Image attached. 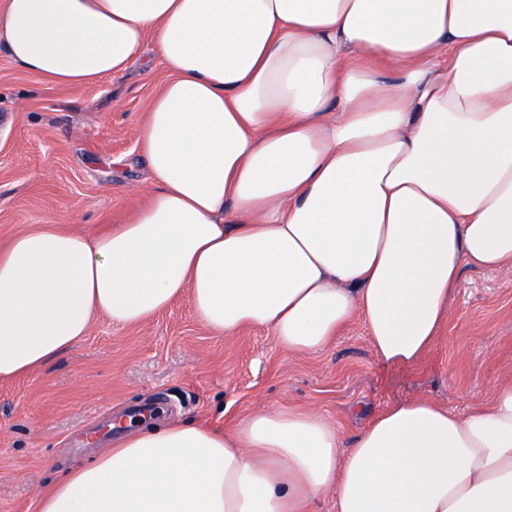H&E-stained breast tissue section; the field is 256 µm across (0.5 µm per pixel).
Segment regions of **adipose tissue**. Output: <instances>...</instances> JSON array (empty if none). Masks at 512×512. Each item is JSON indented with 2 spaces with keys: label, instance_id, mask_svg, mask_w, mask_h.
Here are the masks:
<instances>
[{
  "label": "adipose tissue",
  "instance_id": "obj_1",
  "mask_svg": "<svg viewBox=\"0 0 512 512\" xmlns=\"http://www.w3.org/2000/svg\"><path fill=\"white\" fill-rule=\"evenodd\" d=\"M148 46L168 78L138 133L146 201L92 237L50 224L0 248V380L96 315L141 325L182 298L212 334L262 327L291 353L359 320L377 359L412 364L464 269L512 265V0H0V48L61 85ZM324 496L335 512H512V380L463 415L390 405L349 443L268 405L224 429L129 430L38 512H308Z\"/></svg>",
  "mask_w": 512,
  "mask_h": 512
}]
</instances>
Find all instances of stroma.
Here are the masks:
<instances>
[{
	"mask_svg": "<svg viewBox=\"0 0 512 512\" xmlns=\"http://www.w3.org/2000/svg\"><path fill=\"white\" fill-rule=\"evenodd\" d=\"M167 73L145 51L90 86L35 77L0 51V246L61 224L92 236L145 201L137 131ZM512 376V268L466 269L432 347L415 363L377 360L360 322L316 354L263 329L216 336L188 299L151 321L88 336L48 365L0 381V512H38L56 474L107 450L112 422L233 424L263 403L313 408L352 440L385 407L427 395L462 413Z\"/></svg>",
	"mask_w": 512,
	"mask_h": 512,
	"instance_id": "35a3bbf8",
	"label": "stroma"
}]
</instances>
